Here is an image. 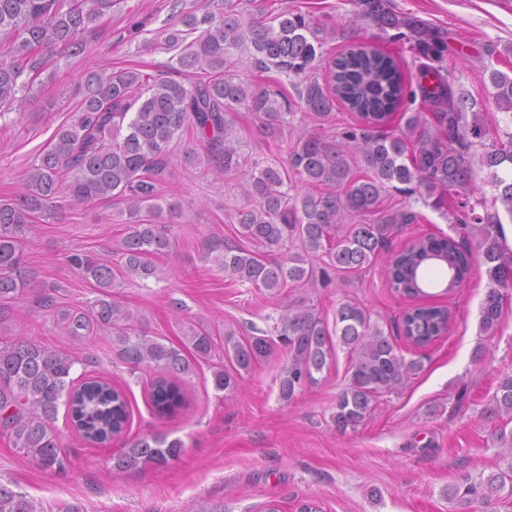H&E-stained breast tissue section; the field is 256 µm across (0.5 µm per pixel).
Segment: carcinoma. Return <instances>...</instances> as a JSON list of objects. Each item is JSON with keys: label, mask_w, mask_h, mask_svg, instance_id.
<instances>
[{"label": "carcinoma", "mask_w": 512, "mask_h": 512, "mask_svg": "<svg viewBox=\"0 0 512 512\" xmlns=\"http://www.w3.org/2000/svg\"><path fill=\"white\" fill-rule=\"evenodd\" d=\"M112 3L0 0V35L8 39L0 46V117L18 100L35 103L25 93L47 68L51 54L89 52L83 34L112 9ZM356 4L381 31H398L419 61L417 89L430 106V117L402 113L414 141L383 129L405 97V81L391 56L358 44L327 60L307 15L283 12L273 23L245 24L226 4L220 20L187 12L180 18L182 28L168 33V46L179 51L182 80L155 78L132 67L88 74L78 115L56 128L49 149L25 173L20 195L0 200V431L42 470L66 469L55 426L60 405L67 406L72 428L87 442L100 445L122 436L132 416L122 389L101 377H72L80 358L10 333L13 306L29 296L37 276L24 246L35 224L56 218L59 198H68L72 206L119 199L125 204L119 216L126 217L129 231L120 242V261L115 265L82 252L68 256L69 265L96 284L97 296L80 309L37 296L53 322L77 341L106 332L119 360L153 372L149 398L161 418L173 417L185 407L187 379L200 363L212 360L216 340L207 327L190 326L179 347L166 344L147 335L136 313L114 293L126 280L161 278L155 258L172 249L170 225L180 216L164 195L175 175L172 146L187 133L195 138V146L184 151V165L209 170L216 164L226 173H242L243 192L252 201L235 216L239 235L252 248L221 239L206 244L207 257L232 279L278 295L290 285L313 288L332 273L346 278L385 255L390 287L417 299L428 296V267L446 270L442 286L452 294L467 280L476 257L488 280L480 328L485 333L497 330L503 290L512 285L504 276L506 266L512 265V251L501 240L499 213L481 215L477 208L484 200L462 198L448 212L457 236L418 237L393 252L391 240L417 215L409 210L388 214L382 202L392 188L417 194L439 210L445 195L469 184L478 165L488 170V183L512 219V75L488 69L493 102L505 117L487 147L482 113L472 111L476 102L440 73L439 64L448 55L443 34L421 19L395 11L390 0ZM202 23L206 28L201 31ZM198 30L201 34L185 44V35ZM246 44L253 49L256 68L298 79V99H288L275 86L244 83L230 73L232 51ZM323 63L328 65L326 86L312 76ZM337 100L364 122L345 132L341 144L294 125L299 114L327 121ZM241 108L269 135L292 130L296 140L287 160H253L246 155V142L236 133ZM354 155L364 165L360 176L350 163ZM296 180L319 193H297ZM313 257L322 258L324 267L315 268ZM449 321L446 307L415 305L403 315L399 331L409 345L421 349L442 338ZM333 334L346 347L350 362L348 382L336 397L331 421L340 434L354 432L380 397L397 391L424 368L422 360L406 359L393 332L371 320L355 302L340 303L332 330L316 307L302 300L284 307L268 335L241 341L232 332L225 334L224 353L234 371L222 363L212 365L214 388L234 390L242 374L280 346L287 364L279 377V398L289 403L304 387L318 383L316 375L329 368ZM486 412L501 420L494 441L507 464L487 476L464 473L448 486V502L456 504L452 512H469L477 500H512V373L500 378ZM183 450L178 438L137 436L112 455V467L163 468ZM0 512L41 510L26 494L0 482Z\"/></svg>", "instance_id": "1"}]
</instances>
